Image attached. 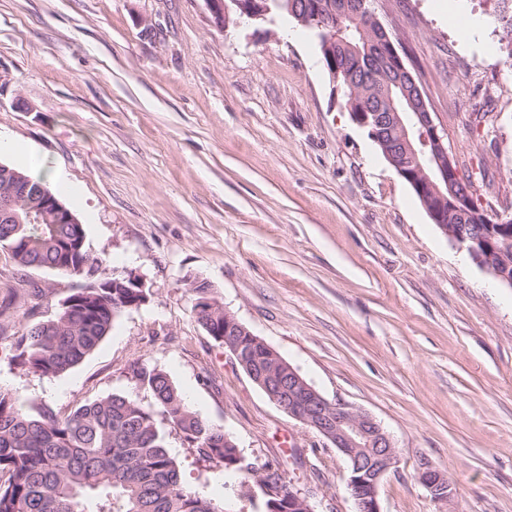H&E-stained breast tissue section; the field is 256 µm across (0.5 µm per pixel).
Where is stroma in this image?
Instances as JSON below:
<instances>
[{
  "label": "stroma",
  "mask_w": 512,
  "mask_h": 512,
  "mask_svg": "<svg viewBox=\"0 0 512 512\" xmlns=\"http://www.w3.org/2000/svg\"><path fill=\"white\" fill-rule=\"evenodd\" d=\"M372 0L484 209L512 215V69L495 0ZM485 24L462 45L457 20ZM0 136L33 150L85 246L148 295L57 378L18 336L84 286L0 248V390L66 414L120 394L153 409L134 363L166 370L248 461L280 462L315 512H353L331 443L272 403L198 323L192 285L327 400L371 414L400 453L382 512H512V288L433 224L335 92L294 21L226 30L205 0H0ZM48 294L33 301L23 284ZM157 425L183 480L226 512H264L218 460ZM431 461L454 489L434 502ZM419 481L430 497L437 503H447L454 496V489L448 477L430 462L424 461L419 468Z\"/></svg>",
  "instance_id": "obj_1"
}]
</instances>
